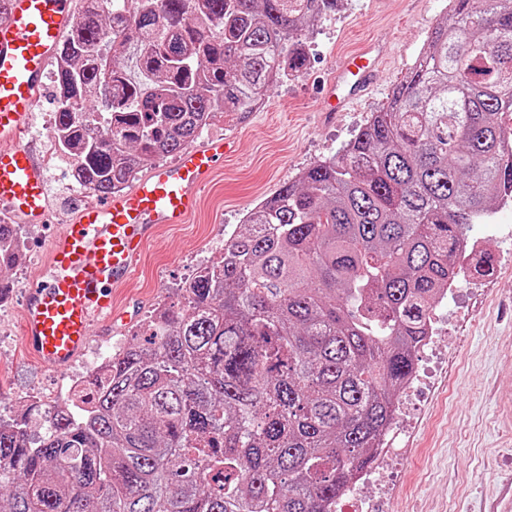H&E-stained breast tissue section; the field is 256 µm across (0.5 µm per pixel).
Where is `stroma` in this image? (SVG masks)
<instances>
[{
    "instance_id": "obj_1",
    "label": "stroma",
    "mask_w": 512,
    "mask_h": 512,
    "mask_svg": "<svg viewBox=\"0 0 512 512\" xmlns=\"http://www.w3.org/2000/svg\"><path fill=\"white\" fill-rule=\"evenodd\" d=\"M450 0H339L306 34L305 70L272 88L264 109L217 114L198 143L232 138L236 148L202 190L187 223L162 227L146 246L135 277L112 294L119 316L89 351L132 342L152 309L177 300V286L196 268L221 258L241 217L300 171L337 154L372 112L386 103L414 64ZM369 42L385 46L387 63L373 89L329 117L318 97L339 58ZM71 162L48 166L49 216L25 226L31 239L22 262L4 273L12 283L0 304V407L21 410L28 391L53 393L59 374L43 367L21 343L23 290L38 280L61 224L98 195L74 181ZM442 354L419 356L417 390L406 407L402 445L415 451L397 466V493L385 512H501L512 498V274L475 305L473 316L440 314Z\"/></svg>"
}]
</instances>
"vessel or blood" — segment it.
Returning <instances> with one entry per match:
<instances>
[{"mask_svg": "<svg viewBox=\"0 0 512 512\" xmlns=\"http://www.w3.org/2000/svg\"><path fill=\"white\" fill-rule=\"evenodd\" d=\"M73 0H11L0 21V207L28 223L48 218V177L24 139L47 68L67 33ZM366 53L343 59L331 92L354 103L374 85ZM233 149L219 139L156 166L132 191L84 207L53 237L43 279L24 292L22 344L61 372L85 353L94 330L112 315V292L134 276L160 226L185 223L198 193Z\"/></svg>", "mask_w": 512, "mask_h": 512, "instance_id": "1", "label": "vessel or blood"}]
</instances>
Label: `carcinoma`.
I'll return each instance as SVG.
<instances>
[{
    "mask_svg": "<svg viewBox=\"0 0 512 512\" xmlns=\"http://www.w3.org/2000/svg\"><path fill=\"white\" fill-rule=\"evenodd\" d=\"M336 0H80L57 151L100 196L252 111ZM512 3L453 0L337 155L249 211L88 398L0 425L6 512H333L372 461L469 224L512 189ZM0 223V272L22 258Z\"/></svg>",
    "mask_w": 512,
    "mask_h": 512,
    "instance_id": "carcinoma-1",
    "label": "carcinoma"
}]
</instances>
